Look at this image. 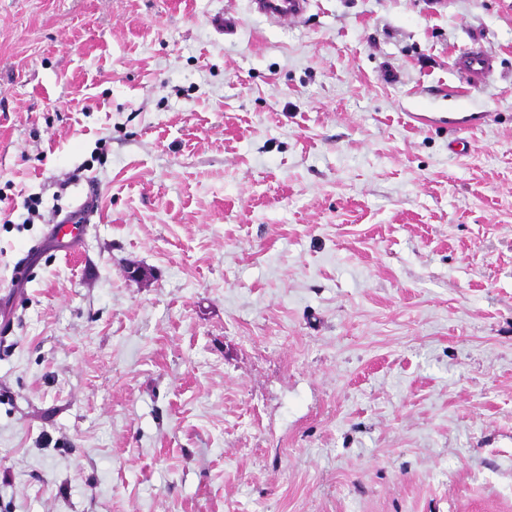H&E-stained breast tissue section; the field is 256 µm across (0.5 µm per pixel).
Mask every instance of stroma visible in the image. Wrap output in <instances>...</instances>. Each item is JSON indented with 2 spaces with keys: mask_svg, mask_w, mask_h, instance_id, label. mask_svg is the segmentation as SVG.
I'll return each mask as SVG.
<instances>
[{
  "mask_svg": "<svg viewBox=\"0 0 512 512\" xmlns=\"http://www.w3.org/2000/svg\"><path fill=\"white\" fill-rule=\"evenodd\" d=\"M0 512H512V0H0ZM258 12L269 19L298 18L308 7V0H252ZM456 67L474 82H478L491 72L492 60L490 56L482 52L469 51L458 57ZM93 211V208H86L83 210L81 218L77 219L76 222H69L68 224H56L52 228V236L56 239H59L58 236L61 233L62 239L65 236H69V240L64 242L62 247L69 250H75L86 234L88 224L90 223V216L92 215Z\"/></svg>",
  "mask_w": 512,
  "mask_h": 512,
  "instance_id": "35a3bbf8",
  "label": "stroma"
}]
</instances>
